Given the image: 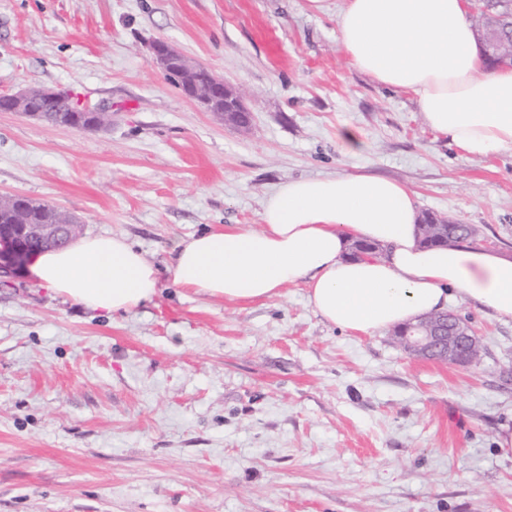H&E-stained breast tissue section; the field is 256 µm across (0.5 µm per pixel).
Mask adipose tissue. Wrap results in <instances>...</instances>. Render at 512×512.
Here are the masks:
<instances>
[{
	"mask_svg": "<svg viewBox=\"0 0 512 512\" xmlns=\"http://www.w3.org/2000/svg\"><path fill=\"white\" fill-rule=\"evenodd\" d=\"M467 0H344L339 49L359 72L412 93L428 128L464 154L512 150V68L488 70ZM415 196L385 177L334 174L281 184L257 230L230 226L179 241L175 285L228 302L281 296L302 283L315 311L354 334L444 310L449 297L512 320V257L457 244L427 248ZM382 252L350 260V243ZM30 274L93 311L127 313L153 301L157 268L126 239L88 236L33 256Z\"/></svg>",
	"mask_w": 512,
	"mask_h": 512,
	"instance_id": "1",
	"label": "adipose tissue"
}]
</instances>
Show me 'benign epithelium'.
<instances>
[{"label": "benign epithelium", "instance_id": "obj_1", "mask_svg": "<svg viewBox=\"0 0 512 512\" xmlns=\"http://www.w3.org/2000/svg\"><path fill=\"white\" fill-rule=\"evenodd\" d=\"M474 10L481 13V23L477 35L485 53L491 57L503 55L497 40L498 22L487 17L483 0H473ZM153 60L165 78L176 80L182 93L200 103L205 110L213 111L212 92H217L224 105V111L216 116L236 127L244 128L248 122L240 118L243 106L236 91L217 75H212L210 88L202 89L197 84V74L206 66L192 60L164 40H155L150 45ZM39 94L57 101L62 105L80 111L86 122L83 129H102L112 121V112L106 107H90L76 101L70 93L59 88L44 87ZM32 89H24L0 97L9 103L8 111L20 112L28 117L43 121L42 112L27 109L28 101L36 94ZM11 233L4 234V225L0 224V272L17 274L32 256L30 245L65 247L78 235L79 221L73 217L62 224H11ZM398 340L414 355L448 363H460L471 360L480 351V343L468 320L457 314H448L443 321H432L426 326L411 324L407 330L397 331Z\"/></svg>", "mask_w": 512, "mask_h": 512}]
</instances>
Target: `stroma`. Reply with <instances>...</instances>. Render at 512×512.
Listing matches in <instances>:
<instances>
[{"label": "stroma", "instance_id": "obj_1", "mask_svg": "<svg viewBox=\"0 0 512 512\" xmlns=\"http://www.w3.org/2000/svg\"><path fill=\"white\" fill-rule=\"evenodd\" d=\"M325 4L0 0V95L112 110L103 132L0 112V194L125 237L160 278L153 303L107 315L0 276V512H512V320L449 297L482 356L448 364L327 323L302 284L232 303L172 281L178 240L259 228L280 184L334 173L399 181L512 255V151L432 133L412 94L350 66L344 0ZM157 39L233 86L250 127L168 82Z\"/></svg>", "mask_w": 512, "mask_h": 512}]
</instances>
